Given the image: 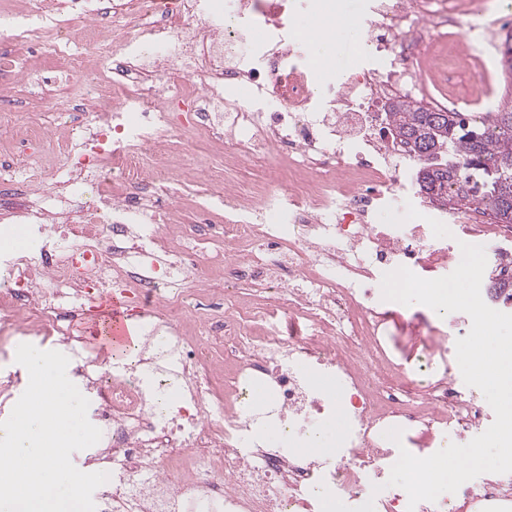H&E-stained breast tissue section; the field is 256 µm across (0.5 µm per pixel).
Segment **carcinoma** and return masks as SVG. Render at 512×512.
<instances>
[{
    "mask_svg": "<svg viewBox=\"0 0 512 512\" xmlns=\"http://www.w3.org/2000/svg\"><path fill=\"white\" fill-rule=\"evenodd\" d=\"M500 65L512 75V33L500 45ZM391 129L410 145L416 165L434 155L416 181L439 183L430 200L445 207L476 205L498 224H512V98L497 111L448 112L417 102L390 108Z\"/></svg>",
    "mask_w": 512,
    "mask_h": 512,
    "instance_id": "carcinoma-1",
    "label": "carcinoma"
}]
</instances>
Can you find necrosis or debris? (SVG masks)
I'll return each mask as SVG.
<instances>
[{"label": "necrosis or debris", "mask_w": 512, "mask_h": 512, "mask_svg": "<svg viewBox=\"0 0 512 512\" xmlns=\"http://www.w3.org/2000/svg\"><path fill=\"white\" fill-rule=\"evenodd\" d=\"M288 0H29L27 11L0 9V30L20 45L43 24L55 29L52 54L79 61L62 13L86 24L99 77L80 88L84 112L62 132L10 112L0 125L28 159L26 173L0 161V209L26 224L28 245L0 248V339L23 333L47 347L75 342L72 322L91 317L99 296L125 295L144 322L149 358L112 368L87 361L103 423L95 459L110 479L100 512H320L328 488L345 505L373 501L375 512L409 507L385 486L388 429L418 448L446 426L458 436L482 431L485 414L448 370L446 339L404 370L389 301L375 290L400 267L440 277L448 250L431 224H376L373 213L415 158L400 141L376 136L375 109L397 98L423 99L424 72L457 83L456 65L438 69L434 43L456 46L463 18L487 20L495 0H378L369 45L396 64L361 68L326 82L284 47ZM143 17L141 35L122 34L125 11ZM252 87L249 102L228 97L225 81ZM190 134L210 155L209 179L223 209L218 245L197 225L161 230L174 205L155 193L166 176L171 140ZM66 162L42 176V154ZM276 153L301 172L288 197L286 224L264 217L280 202L269 188L230 178L232 164ZM80 177L92 195L79 205L61 194ZM460 239L512 237L481 209L445 211ZM296 234H289V227ZM221 269L258 287L243 311L212 305L204 289L187 302L186 271ZM323 375L341 394L316 385ZM267 389L255 407V384ZM340 420L338 464L301 449L324 423ZM279 441L268 446V434ZM380 492H373V485Z\"/></svg>", "instance_id": "necrosis-or-debris-1"}]
</instances>
